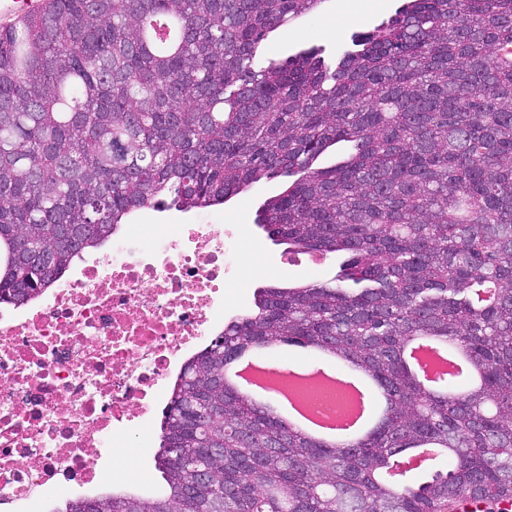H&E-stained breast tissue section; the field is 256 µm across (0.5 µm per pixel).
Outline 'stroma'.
<instances>
[{
	"mask_svg": "<svg viewBox=\"0 0 512 512\" xmlns=\"http://www.w3.org/2000/svg\"><path fill=\"white\" fill-rule=\"evenodd\" d=\"M401 0H323L315 15L305 16L270 33L262 42L255 59L256 65H267L271 60H282L295 51L317 46L332 58L351 49L355 35L372 30L388 20L399 8ZM284 188L283 179L264 180L249 190L225 202L208 208L211 222L223 224L241 234L251 252L253 275L236 280L229 290V305L225 317L246 313L253 306V294L264 285L293 286L306 283H325L336 274L343 257L339 254L300 253L287 246L271 242L255 223L257 208L269 197ZM158 438H151L146 447L133 458L130 476L93 487L65 488L32 500L25 512H54L67 500L108 493L109 489H124L148 494L161 485L155 468L154 453Z\"/></svg>",
	"mask_w": 512,
	"mask_h": 512,
	"instance_id": "35a3bbf8",
	"label": "stroma"
}]
</instances>
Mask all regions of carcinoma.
<instances>
[{
    "instance_id": "1",
    "label": "carcinoma",
    "mask_w": 512,
    "mask_h": 512,
    "mask_svg": "<svg viewBox=\"0 0 512 512\" xmlns=\"http://www.w3.org/2000/svg\"><path fill=\"white\" fill-rule=\"evenodd\" d=\"M322 0H48L0 26V304L40 296L137 211L291 183L255 224L344 252L332 283L258 289L176 379L163 489L103 512H456L512 499V0H404L336 63L255 65ZM347 142L341 164L316 167ZM465 365L427 390L405 349ZM312 345L371 376L369 434L316 442L224 380L258 344ZM426 451L419 483L400 462ZM448 460L443 469L436 460ZM209 483L187 495L194 466Z\"/></svg>"
}]
</instances>
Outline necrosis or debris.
<instances>
[{"label": "necrosis or debris", "instance_id": "4bbe7bcc", "mask_svg": "<svg viewBox=\"0 0 512 512\" xmlns=\"http://www.w3.org/2000/svg\"><path fill=\"white\" fill-rule=\"evenodd\" d=\"M247 273L238 235L207 216L131 224L27 309L0 310V512L124 471Z\"/></svg>", "mask_w": 512, "mask_h": 512}]
</instances>
